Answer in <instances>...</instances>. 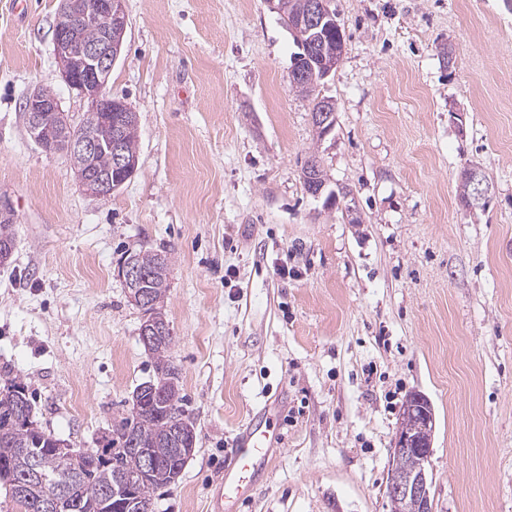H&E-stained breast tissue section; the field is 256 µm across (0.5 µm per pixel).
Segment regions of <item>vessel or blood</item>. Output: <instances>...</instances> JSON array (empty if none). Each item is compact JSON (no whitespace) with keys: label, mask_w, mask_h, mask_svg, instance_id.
<instances>
[{"label":"vessel or blood","mask_w":512,"mask_h":512,"mask_svg":"<svg viewBox=\"0 0 512 512\" xmlns=\"http://www.w3.org/2000/svg\"><path fill=\"white\" fill-rule=\"evenodd\" d=\"M280 440L279 433L267 419L260 415L252 418L240 448L235 449L224 465L213 512H224L225 506L234 504L254 488L259 472L267 466L270 448Z\"/></svg>","instance_id":"obj_1"}]
</instances>
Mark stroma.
<instances>
[{"label":"stroma","mask_w":512,"mask_h":512,"mask_svg":"<svg viewBox=\"0 0 512 512\" xmlns=\"http://www.w3.org/2000/svg\"><path fill=\"white\" fill-rule=\"evenodd\" d=\"M59 0H0V380L43 430L96 447L155 377L118 267L171 259L164 313L196 448L155 512H211L251 414L281 442L235 512H384L410 394L428 398L434 512H512V0H330L341 63L318 138L296 50L264 0H126L109 90L138 114L139 165L86 194L22 108L58 74ZM455 61L444 66L441 45ZM318 155L337 200L313 198ZM478 167L484 204L459 196ZM358 223H348L345 206ZM322 174L316 161H307L303 169L302 179L307 193L314 197H318L325 186V179Z\"/></svg>","instance_id":"1"}]
</instances>
